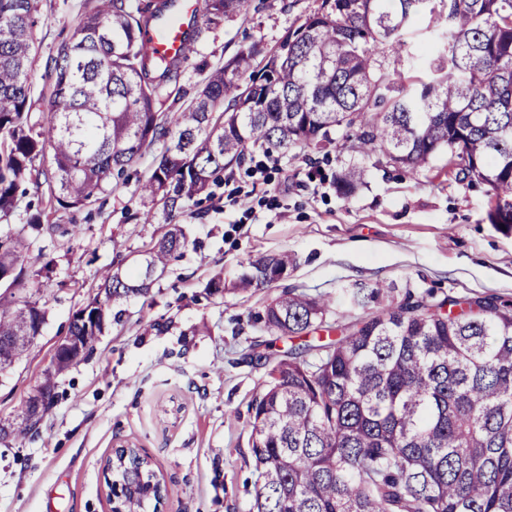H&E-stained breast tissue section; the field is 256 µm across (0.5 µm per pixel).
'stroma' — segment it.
Here are the masks:
<instances>
[{
  "instance_id": "stroma-1",
  "label": "stroma",
  "mask_w": 512,
  "mask_h": 512,
  "mask_svg": "<svg viewBox=\"0 0 512 512\" xmlns=\"http://www.w3.org/2000/svg\"><path fill=\"white\" fill-rule=\"evenodd\" d=\"M322 0H266L257 13L220 23L192 44L178 87L188 103L210 71L237 50L261 42L275 48L285 32ZM89 0H37L31 70V113L46 123L52 86L45 66L68 41ZM358 126L340 127L333 141L304 153H255L226 167L201 198L177 218L188 246L148 297L120 303L119 321L98 336L92 355L56 379V397L37 435L0 439V512H111L106 466L115 449H134L156 474L162 498L154 512H252L256 473L249 406L268 381L285 338L260 316L282 287L329 299V319L355 316L343 290L353 283L446 294H495L512 299V232L486 219L483 185L448 174L447 153L421 171L377 164L354 144ZM159 147L143 150L112 190L84 210L46 208L58 233L33 238L53 260L38 287L16 300L46 311L37 343L0 371V418L20 414L44 379L73 314L97 292L98 274L147 249L165 216L136 220L144 208L139 185ZM365 169L350 196L336 191L342 169ZM82 227L67 234L69 225ZM288 252L296 259L283 282L222 296L210 280H238L247 261ZM264 358H250L252 349Z\"/></svg>"
}]
</instances>
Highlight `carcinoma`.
I'll list each match as a JSON object with an SVG mask.
<instances>
[{
	"mask_svg": "<svg viewBox=\"0 0 512 512\" xmlns=\"http://www.w3.org/2000/svg\"><path fill=\"white\" fill-rule=\"evenodd\" d=\"M444 22L427 26L436 48L423 75L387 70L413 50L407 29L432 4ZM264 0H203L190 41ZM173 0H94L48 68L53 86L46 123L31 122L30 70L35 0H0V214L12 211L24 183L47 185L64 210L97 202L142 151L161 157L142 183L170 223L142 253L139 274L121 265L101 277L92 301L105 307L147 296L188 240L174 218L224 166L253 152L322 148L331 131L360 126L355 148L412 171L446 150L455 178L486 187L489 223L512 231V0H323L288 29L277 47L237 51L185 107L158 109L183 59L153 57L143 33ZM362 170L336 178L350 195ZM55 229L35 214L27 229L0 242V288L35 287L50 269L27 233ZM294 258L247 263L234 291L288 274ZM350 320L329 322L328 302L285 288L264 310L266 328L308 341L288 348L278 378L251 406L254 512H512V300L436 298L377 283L346 288ZM69 335L83 355L103 328L77 321ZM45 322L35 301L0 297V342L27 323ZM54 386L26 405L49 408ZM34 426L0 420V434L25 437ZM119 512H146L159 482L136 452L115 453Z\"/></svg>",
	"mask_w": 512,
	"mask_h": 512,
	"instance_id": "obj_1",
	"label": "carcinoma"
}]
</instances>
